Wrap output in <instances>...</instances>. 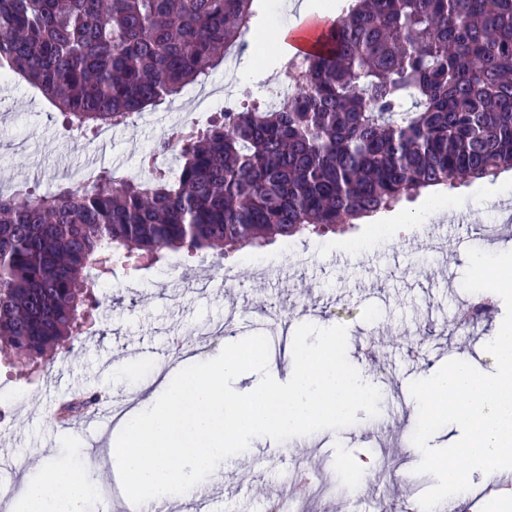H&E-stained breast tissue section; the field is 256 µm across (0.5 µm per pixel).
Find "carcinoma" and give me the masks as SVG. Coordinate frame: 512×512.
<instances>
[{
    "mask_svg": "<svg viewBox=\"0 0 512 512\" xmlns=\"http://www.w3.org/2000/svg\"><path fill=\"white\" fill-rule=\"evenodd\" d=\"M254 0H0V72L82 132L124 125L208 76ZM276 107L226 109L168 175L91 170L0 192V356L46 366L82 334L91 278L123 257L224 256L343 231L424 190L512 168V0H357Z\"/></svg>",
    "mask_w": 512,
    "mask_h": 512,
    "instance_id": "1",
    "label": "carcinoma"
}]
</instances>
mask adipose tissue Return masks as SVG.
Here are the masks:
<instances>
[{"instance_id": "adipose-tissue-1", "label": "adipose tissue", "mask_w": 512, "mask_h": 512, "mask_svg": "<svg viewBox=\"0 0 512 512\" xmlns=\"http://www.w3.org/2000/svg\"><path fill=\"white\" fill-rule=\"evenodd\" d=\"M328 333L314 343L295 341L285 350L293 365L279 374L262 347L245 345L203 365L189 363L178 377L162 375L106 448L70 470L45 464L36 480L5 512H87L104 467L118 470L144 505L189 497L201 479L216 475L230 449L255 437L277 441L349 417L371 403L368 378L344 368ZM265 377L232 391L230 379L253 367ZM178 467H170V460Z\"/></svg>"}]
</instances>
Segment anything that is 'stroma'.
Segmentation results:
<instances>
[{
  "label": "stroma",
  "instance_id": "stroma-1",
  "mask_svg": "<svg viewBox=\"0 0 512 512\" xmlns=\"http://www.w3.org/2000/svg\"><path fill=\"white\" fill-rule=\"evenodd\" d=\"M213 77L246 100L261 99L282 80L273 57L245 51L236 68H218ZM176 131V115L163 105L112 128L109 140L80 135L38 90L18 80L0 82V189L26 185L45 192L64 183L65 170L92 160L141 177L142 156L163 134ZM442 199L437 213L422 195L402 202L399 210L411 215L412 223L396 225L392 241L363 252L355 245L369 237V219L344 233L277 238L221 258L203 261L180 251L147 269L114 264L93 291L104 307L84 312L91 334L75 343L64 362L29 376L0 365V382L20 395L4 432L0 476L15 481L46 460L65 467L84 453L85 430L58 425L56 405L75 391L128 393L135 382L112 374L116 359L136 361L149 384L153 364L176 341L195 350L194 360L202 364L241 338L268 339L283 329L288 339L311 340L329 327L347 339L341 354L345 367L366 375L380 399L312 430L307 448L253 439L225 462L226 479L211 512H264L270 500L291 495L287 463L299 458L308 459V476L335 473L338 486L357 487L365 499L387 493L403 503L426 492L435 480L415 471L421 459L411 442L417 413L407 403L395 412L387 406L394 393L407 392L411 381L449 360L465 357L480 371L491 369L485 341L505 315L503 300L493 302L488 316L469 329H458L454 317L473 299L462 287L467 249L512 251V180L447 187ZM425 225L437 226L438 235L414 249ZM484 226L494 227V235H480ZM261 263L288 272V281L260 278ZM228 264L234 267L231 284L224 281ZM229 319L233 332L202 346L198 329ZM382 415L388 418L383 446L364 436Z\"/></svg>",
  "mask_w": 512,
  "mask_h": 512
}]
</instances>
